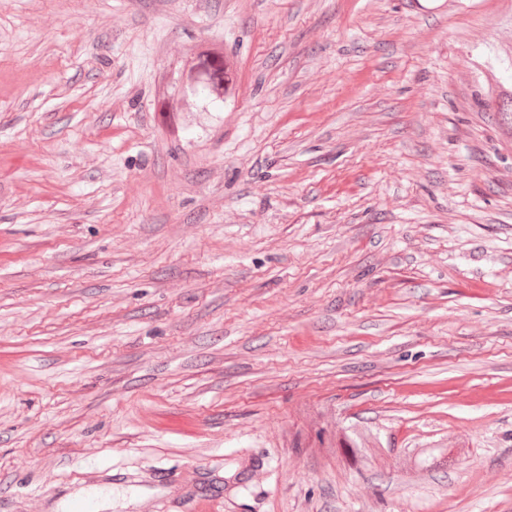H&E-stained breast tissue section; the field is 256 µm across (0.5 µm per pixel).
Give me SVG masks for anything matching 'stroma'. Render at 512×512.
I'll list each match as a JSON object with an SVG mask.
<instances>
[{
	"mask_svg": "<svg viewBox=\"0 0 512 512\" xmlns=\"http://www.w3.org/2000/svg\"><path fill=\"white\" fill-rule=\"evenodd\" d=\"M510 55L512 0H0V512H512ZM202 65L207 68V83L203 93L212 97L213 100L223 101L224 99V52L219 49H203L196 53L188 65L190 72L200 69ZM482 96L483 105L489 112H499L506 116L507 124L512 125V84L506 86L500 84L496 94L491 98H483V93L479 90ZM481 102V103H482Z\"/></svg>",
	"mask_w": 512,
	"mask_h": 512,
	"instance_id": "obj_1",
	"label": "stroma"
}]
</instances>
